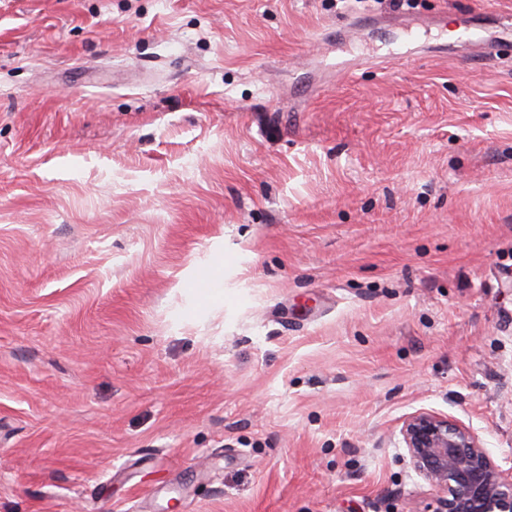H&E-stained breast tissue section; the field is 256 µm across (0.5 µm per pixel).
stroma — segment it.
I'll return each mask as SVG.
<instances>
[{
    "label": "stroma",
    "mask_w": 512,
    "mask_h": 512,
    "mask_svg": "<svg viewBox=\"0 0 512 512\" xmlns=\"http://www.w3.org/2000/svg\"><path fill=\"white\" fill-rule=\"evenodd\" d=\"M507 16L0 0V512H425L420 410L512 468Z\"/></svg>",
    "instance_id": "stroma-1"
}]
</instances>
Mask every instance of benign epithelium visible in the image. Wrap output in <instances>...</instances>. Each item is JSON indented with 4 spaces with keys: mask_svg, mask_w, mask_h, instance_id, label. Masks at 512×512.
<instances>
[{
    "mask_svg": "<svg viewBox=\"0 0 512 512\" xmlns=\"http://www.w3.org/2000/svg\"><path fill=\"white\" fill-rule=\"evenodd\" d=\"M400 433L414 471L437 490L430 512H512V468L462 422L419 411Z\"/></svg>",
    "mask_w": 512,
    "mask_h": 512,
    "instance_id": "benign-epithelium-1",
    "label": "benign epithelium"
}]
</instances>
